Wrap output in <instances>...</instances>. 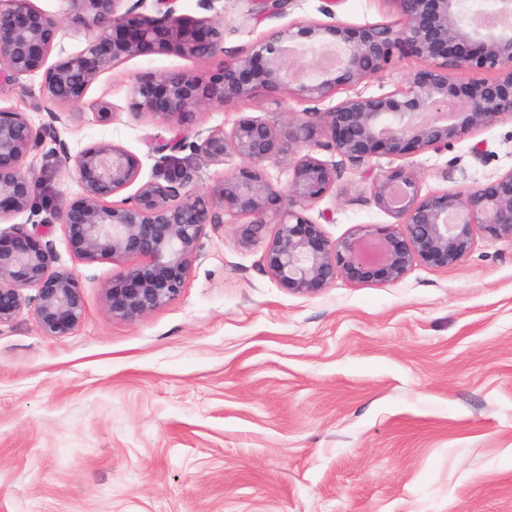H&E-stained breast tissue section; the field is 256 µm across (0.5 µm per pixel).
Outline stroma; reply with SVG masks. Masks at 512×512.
I'll return each mask as SVG.
<instances>
[{
    "instance_id": "35a3bbf8",
    "label": "stroma",
    "mask_w": 512,
    "mask_h": 512,
    "mask_svg": "<svg viewBox=\"0 0 512 512\" xmlns=\"http://www.w3.org/2000/svg\"><path fill=\"white\" fill-rule=\"evenodd\" d=\"M325 0H217L224 54L249 52L273 30L327 22ZM336 20L397 25L384 0H338ZM173 54L130 58L88 88L79 118L53 121L41 74L0 81V108L34 128L54 124L70 154L100 142L158 173L154 144L174 130L130 113L135 82L159 70L195 72ZM113 107L102 123L96 103ZM327 102L245 100L197 112L192 132L231 129L243 115L274 121ZM335 165L336 185L307 216L329 240L360 224H391L371 201L364 169ZM29 164L50 219L42 231L59 267L78 278L84 316L45 335L25 308L0 327V512H512V241L474 229L457 264L414 265L394 284L346 275L310 295L268 274L264 242L242 244L246 219L224 213L199 240L179 296L136 321L112 316L104 290L121 263L73 254L52 207L76 197L73 168ZM174 165L202 192L236 168L185 150ZM417 172L423 192L466 191L512 170V120L442 152L377 155L366 169Z\"/></svg>"
}]
</instances>
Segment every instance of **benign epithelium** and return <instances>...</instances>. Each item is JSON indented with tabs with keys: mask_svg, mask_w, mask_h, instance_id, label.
I'll return each mask as SVG.
<instances>
[{
	"mask_svg": "<svg viewBox=\"0 0 512 512\" xmlns=\"http://www.w3.org/2000/svg\"><path fill=\"white\" fill-rule=\"evenodd\" d=\"M65 2V12L57 15L33 0H0V74L17 79L43 72L40 91L58 106L80 105L100 75L149 50L201 62L223 52L224 25L177 13L178 0H152V14L140 11L147 0L126 10L124 0ZM385 2L399 17L397 29L299 21L270 32L251 53L224 60L217 78L206 71H158L136 83L129 111L182 129L205 107L226 108L249 98L321 102L346 93L323 112H286L276 123L243 115L228 132L192 141L182 132L153 147L162 164L186 148L216 163L238 157L240 165L207 192L187 190L191 172L169 167L162 178L114 201L140 173L138 158L123 147L98 142L74 156L63 149L43 155L45 165H71L80 179V194L55 210L75 256L87 263L127 262L124 285L105 289L112 315L136 321L173 301L190 275L205 226L223 223L224 209L248 218L244 244L275 225L265 266L279 285L303 295L328 287L340 273L393 284L418 262L454 265L471 251L476 226L512 239V171L466 192L424 194L417 172L400 165L369 182L374 205L394 223L360 225L337 241L326 239L304 215L336 184V168L312 156L317 148L363 166L378 153L446 149L475 130L512 119V25L477 23L471 0ZM69 25L88 35L78 52H68L59 38ZM322 47L336 53L333 67L301 62ZM53 54L57 60L50 65ZM404 56L422 60L425 69L380 95L355 91ZM473 66L497 69L499 76L458 86L454 71ZM39 143L25 113L0 108V222L33 210L39 183L27 159ZM302 147L307 154H299ZM268 161L292 171L286 191L269 180ZM40 227L35 220L30 231L15 224L12 244L0 247V326L28 305L22 290L35 287V318L46 335L60 336L81 322L83 296L74 274L55 267L51 246L34 237Z\"/></svg>",
	"mask_w": 512,
	"mask_h": 512,
	"instance_id": "obj_1",
	"label": "benign epithelium"
}]
</instances>
